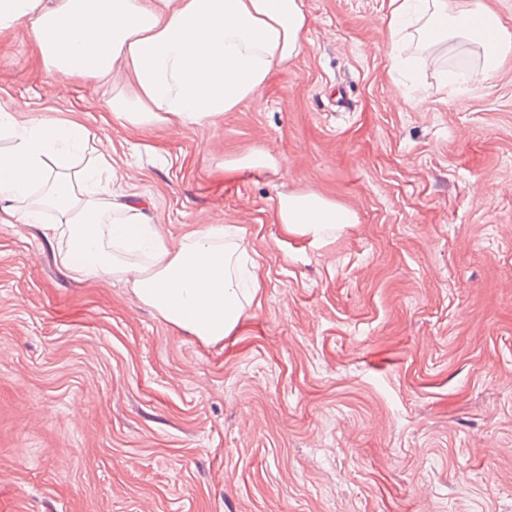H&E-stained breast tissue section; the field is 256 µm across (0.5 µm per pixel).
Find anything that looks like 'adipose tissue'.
Masks as SVG:
<instances>
[{"label":"adipose tissue","instance_id":"ef3b65f1","mask_svg":"<svg viewBox=\"0 0 512 512\" xmlns=\"http://www.w3.org/2000/svg\"><path fill=\"white\" fill-rule=\"evenodd\" d=\"M310 17L303 0H0V31H22L49 72L106 86L113 114L138 125L211 122L253 98L275 67L302 53ZM394 67L431 64L430 49L457 38L481 46V75L512 52L492 0H388ZM424 48L402 57L405 40ZM0 223L40 222L78 279L118 280L166 322L201 341H222L251 299L237 277L244 252L229 226L206 224L171 242L139 206L115 201L120 171L95 134L75 122L19 123L0 113ZM287 230L324 238L356 223L350 209L314 191L278 196Z\"/></svg>","mask_w":512,"mask_h":512}]
</instances>
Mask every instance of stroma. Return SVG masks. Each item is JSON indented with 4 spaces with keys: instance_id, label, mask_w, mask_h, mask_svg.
Listing matches in <instances>:
<instances>
[{
    "instance_id": "stroma-1",
    "label": "stroma",
    "mask_w": 512,
    "mask_h": 512,
    "mask_svg": "<svg viewBox=\"0 0 512 512\" xmlns=\"http://www.w3.org/2000/svg\"><path fill=\"white\" fill-rule=\"evenodd\" d=\"M308 41L235 111L117 118L0 33V110L75 120L179 241L240 227L254 300L207 344L125 283L76 280L0 223V512H512V61L407 99L387 0H303ZM269 150L276 167L225 174ZM356 223L287 232L278 194Z\"/></svg>"
}]
</instances>
